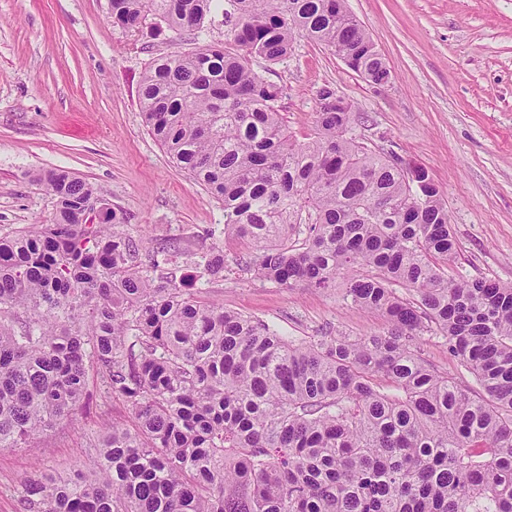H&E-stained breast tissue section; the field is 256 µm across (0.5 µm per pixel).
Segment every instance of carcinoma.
Returning <instances> with one entry per match:
<instances>
[{
	"mask_svg": "<svg viewBox=\"0 0 512 512\" xmlns=\"http://www.w3.org/2000/svg\"><path fill=\"white\" fill-rule=\"evenodd\" d=\"M344 2L109 6L125 32L177 39L222 13L224 42L148 64L144 124L222 204L224 236L247 249L240 271L282 288L340 282L387 332L296 342L206 302L198 282L224 277L223 253L168 242L142 254L127 213L45 171L52 221L0 236V448L31 444L98 386L129 416L100 440L90 475L28 479L22 512H512V285L448 278L458 241L438 188L347 136L351 105L333 87L301 141L283 87L253 67L285 62L301 36L387 83ZM426 333L479 395L417 355Z\"/></svg>",
	"mask_w": 512,
	"mask_h": 512,
	"instance_id": "obj_1",
	"label": "carcinoma"
}]
</instances>
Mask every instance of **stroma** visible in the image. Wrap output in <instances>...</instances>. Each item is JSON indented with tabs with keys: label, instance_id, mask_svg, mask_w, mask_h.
I'll return each mask as SVG.
<instances>
[{
	"label": "stroma",
	"instance_id": "obj_1",
	"mask_svg": "<svg viewBox=\"0 0 512 512\" xmlns=\"http://www.w3.org/2000/svg\"><path fill=\"white\" fill-rule=\"evenodd\" d=\"M390 71L368 82L324 45L297 38L268 73L284 89L290 131L314 132L317 93L329 85L353 106L349 133L370 149L422 164L455 230L454 279L512 284V0H346ZM224 40L221 15L198 34H131L113 27L109 0H0V235L49 222L55 200L37 173L61 168L101 187L130 217L145 249L179 240L222 249L223 278L203 299L264 320L295 341L386 332L381 315L342 290L282 288L239 271L243 248L225 240L224 209L175 168L143 124L138 87L156 57ZM438 373L476 390L443 337L416 341ZM116 396H95L28 448L0 449V512H19L24 480L84 471L113 422Z\"/></svg>",
	"mask_w": 512,
	"mask_h": 512
}]
</instances>
